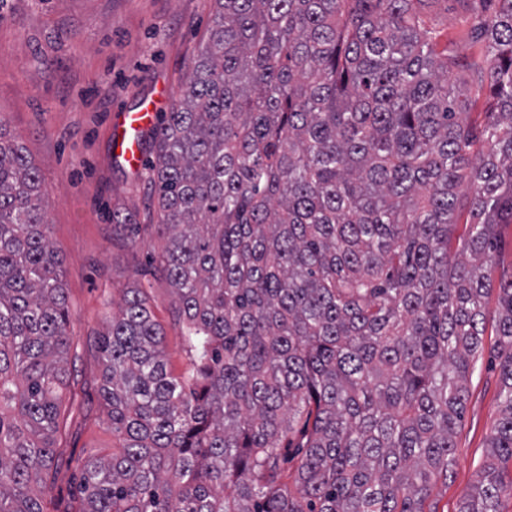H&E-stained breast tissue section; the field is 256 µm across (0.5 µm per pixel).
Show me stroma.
<instances>
[{"label":"stroma","mask_w":512,"mask_h":512,"mask_svg":"<svg viewBox=\"0 0 512 512\" xmlns=\"http://www.w3.org/2000/svg\"><path fill=\"white\" fill-rule=\"evenodd\" d=\"M498 7V0L416 4L437 33V53L481 67L485 51L475 30ZM214 8V0H0V116L27 146L52 201L51 238L75 345L48 512L76 506L85 460L112 452L98 397L100 339L127 285L138 280L146 288L172 371L189 364L171 289L151 273L164 242L151 228L158 216L147 173L115 157L112 128L160 89L179 96ZM116 211L132 216L139 233L113 223ZM494 342L485 336L468 381L454 474L435 490L440 512H457L501 417Z\"/></svg>","instance_id":"stroma-1"}]
</instances>
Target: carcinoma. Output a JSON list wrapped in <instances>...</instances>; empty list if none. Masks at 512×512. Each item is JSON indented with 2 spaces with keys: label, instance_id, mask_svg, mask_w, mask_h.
I'll return each mask as SVG.
<instances>
[{
  "label": "carcinoma",
  "instance_id": "carcinoma-1",
  "mask_svg": "<svg viewBox=\"0 0 512 512\" xmlns=\"http://www.w3.org/2000/svg\"><path fill=\"white\" fill-rule=\"evenodd\" d=\"M498 2L476 125L464 65L413 0H215L178 99L140 136L156 269L194 354L173 375L145 288L123 289L98 386L119 447L85 461L78 512H439L512 224ZM48 210L0 118V512H46L58 468L73 336ZM495 335L502 417L458 512L512 492V267Z\"/></svg>",
  "mask_w": 512,
  "mask_h": 512
}]
</instances>
